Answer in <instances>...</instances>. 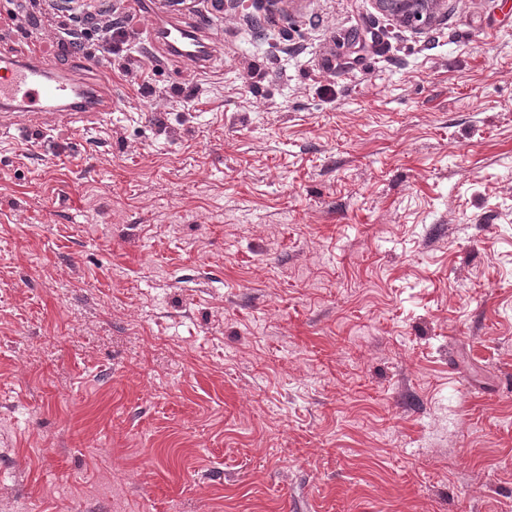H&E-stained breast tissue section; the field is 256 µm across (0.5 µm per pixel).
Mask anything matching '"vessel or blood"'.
Here are the masks:
<instances>
[{"label": "vessel or blood", "mask_w": 512, "mask_h": 512, "mask_svg": "<svg viewBox=\"0 0 512 512\" xmlns=\"http://www.w3.org/2000/svg\"><path fill=\"white\" fill-rule=\"evenodd\" d=\"M178 56L198 59V43L191 32L164 30L161 34ZM68 101L73 112H108L111 103L95 97L92 88H78L65 78L52 76L35 58L20 60L13 55L0 56V108L38 115L54 109L56 102Z\"/></svg>", "instance_id": "vessel-or-blood-1"}]
</instances>
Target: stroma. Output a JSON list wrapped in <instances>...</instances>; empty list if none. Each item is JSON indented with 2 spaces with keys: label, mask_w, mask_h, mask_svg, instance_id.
Wrapping results in <instances>:
<instances>
[{
  "label": "stroma",
  "mask_w": 512,
  "mask_h": 512,
  "mask_svg": "<svg viewBox=\"0 0 512 512\" xmlns=\"http://www.w3.org/2000/svg\"><path fill=\"white\" fill-rule=\"evenodd\" d=\"M94 6L0 0L112 99L0 119V512H512V0ZM378 11L400 26L417 33L429 30L447 0H374ZM173 29L177 33L172 35V30L166 28L161 34L166 45L179 57L197 60L199 58L198 43L192 33L183 28Z\"/></svg>",
  "instance_id": "1"
}]
</instances>
